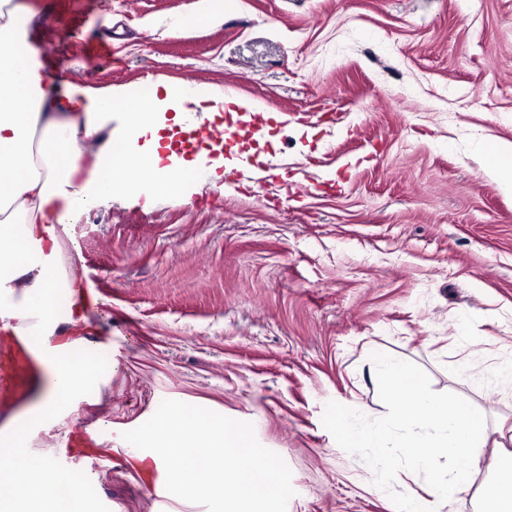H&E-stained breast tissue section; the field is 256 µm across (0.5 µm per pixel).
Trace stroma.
Wrapping results in <instances>:
<instances>
[{"instance_id":"obj_1","label":"stroma","mask_w":512,"mask_h":512,"mask_svg":"<svg viewBox=\"0 0 512 512\" xmlns=\"http://www.w3.org/2000/svg\"><path fill=\"white\" fill-rule=\"evenodd\" d=\"M25 56L56 88L122 86L99 146L157 80L248 98L261 138L227 155L178 134L185 195L115 193L60 232L88 321L59 309L53 342L101 370L35 426L41 390L0 409L11 465L47 461L90 486L86 512H206L155 492L126 442L174 399L251 422L292 471L287 512H396L322 425L328 402L387 408L369 356L415 363L484 411L512 451V195L485 172L512 142V0H26ZM480 337L474 349L458 325ZM94 456L65 454L74 433Z\"/></svg>"}]
</instances>
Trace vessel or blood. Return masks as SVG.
Segmentation results:
<instances>
[{"label": "vessel or blood", "mask_w": 512, "mask_h": 512, "mask_svg": "<svg viewBox=\"0 0 512 512\" xmlns=\"http://www.w3.org/2000/svg\"><path fill=\"white\" fill-rule=\"evenodd\" d=\"M39 378L38 350L21 331L0 329V407L28 394Z\"/></svg>", "instance_id": "b4317fda"}]
</instances>
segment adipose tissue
Masks as SVG:
<instances>
[{"instance_id":"ef3b65f1","label":"adipose tissue","mask_w":512,"mask_h":512,"mask_svg":"<svg viewBox=\"0 0 512 512\" xmlns=\"http://www.w3.org/2000/svg\"><path fill=\"white\" fill-rule=\"evenodd\" d=\"M25 12L23 0H0V288L13 283L24 290L17 301L0 296V325L42 337L56 322L60 289L76 286L57 264L60 228L113 192L138 194L146 178L155 196H181L182 181L162 165L156 137L160 113L174 110L181 124L192 119L187 101L207 113L216 107L237 111L240 101L219 91L193 99L186 89L163 87L140 99L125 118L129 135L144 139L143 148L108 155L96 141L124 90L69 84L49 94L51 76L11 50L21 36L16 20ZM41 351L48 387L29 416L35 424L69 405L98 372L92 364L73 365L58 347L46 344ZM58 482V470L45 462L19 474L0 473V512H57L51 487ZM474 512H512L511 451L488 463Z\"/></svg>"}]
</instances>
